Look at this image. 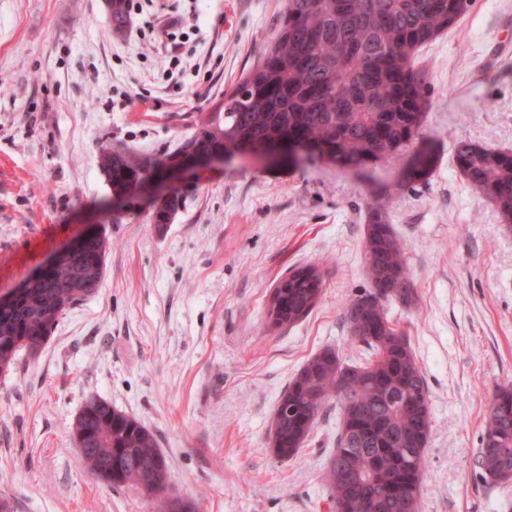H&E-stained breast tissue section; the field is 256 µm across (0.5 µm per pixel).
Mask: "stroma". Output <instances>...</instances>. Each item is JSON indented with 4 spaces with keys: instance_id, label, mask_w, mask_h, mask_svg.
I'll use <instances>...</instances> for the list:
<instances>
[{
    "instance_id": "obj_1",
    "label": "stroma",
    "mask_w": 512,
    "mask_h": 512,
    "mask_svg": "<svg viewBox=\"0 0 512 512\" xmlns=\"http://www.w3.org/2000/svg\"><path fill=\"white\" fill-rule=\"evenodd\" d=\"M284 5L151 0L117 34L106 0H0V295L88 229L109 243L98 291L0 375V498L14 512H150L87 472L72 425L92 397L154 433L199 512H330L319 469L337 407L292 459L274 456L268 433L312 354L358 355L344 311L370 285L378 195L415 293L388 301V317L430 390L422 512H512V488L475 477L488 403L512 381V228L451 159L460 140L512 149V0H474L416 55L439 156L428 181L404 185V154L368 171L235 159L112 202L101 148L174 151L257 64ZM173 192V220L152 224L151 196ZM310 265L319 304L272 324L273 291Z\"/></svg>"
}]
</instances>
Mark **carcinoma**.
<instances>
[{"mask_svg": "<svg viewBox=\"0 0 512 512\" xmlns=\"http://www.w3.org/2000/svg\"><path fill=\"white\" fill-rule=\"evenodd\" d=\"M472 0H286L283 19L258 64L218 112L170 153L135 155L106 147L101 170L114 192L171 164L184 151L236 154L294 143L339 168L367 169L396 157L423 137L430 104L419 49L448 31ZM115 29L127 23L126 0H110ZM453 161L470 188L512 227V151L460 141ZM433 144L413 153L404 182L432 176ZM173 193L152 218L167 223ZM107 240L96 235L0 308V373L24 350L39 352L61 316L95 294L104 278ZM371 288L349 300L345 318L364 346L352 362L332 347L312 355L281 394L268 446L281 460L297 455L332 401L339 406L336 448L324 458L322 483L332 512H420L425 452L432 428L429 387L411 342L389 320L385 302L413 301L404 247L382 203H371L365 237ZM276 288L277 306L293 325L322 294L314 266L297 268ZM73 439L87 470L113 488L132 487L158 512H199L172 488L171 472L154 433L108 401L93 397L77 414ZM476 466L486 484L512 485V383L493 394Z\"/></svg>", "mask_w": 512, "mask_h": 512, "instance_id": "1", "label": "carcinoma"}]
</instances>
